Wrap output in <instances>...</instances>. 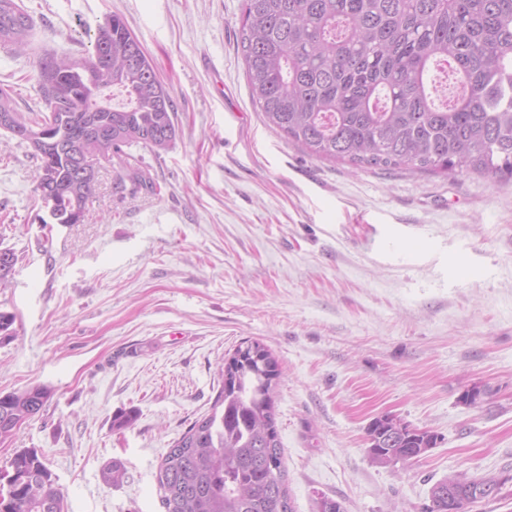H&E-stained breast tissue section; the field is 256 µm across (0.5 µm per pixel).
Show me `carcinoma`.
Instances as JSON below:
<instances>
[{
  "instance_id": "carcinoma-1",
  "label": "carcinoma",
  "mask_w": 512,
  "mask_h": 512,
  "mask_svg": "<svg viewBox=\"0 0 512 512\" xmlns=\"http://www.w3.org/2000/svg\"><path fill=\"white\" fill-rule=\"evenodd\" d=\"M32 18L0 0V48L21 51ZM87 57L35 61L44 109L18 112L0 87V118L36 160L34 194L54 199V224H81L97 182L79 161L112 164L113 190L161 193L122 147L165 149L175 107L141 42L114 15L89 37ZM240 45L252 100L267 121L312 156L357 167L512 175V0H243ZM444 68L464 91L437 103L431 73ZM71 97L58 105L56 91ZM118 86L126 100L110 103ZM18 256L0 249V283ZM210 411L173 441L156 480L164 512H294L277 429L275 386L245 353L221 365ZM42 385L0 393V442L40 413ZM372 458L411 462L436 445L389 416L368 427ZM0 512H65L56 477L35 448L0 469ZM424 512H448V479L430 489Z\"/></svg>"
}]
</instances>
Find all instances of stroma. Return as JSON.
I'll list each match as a JSON object with an SVG mask.
<instances>
[{
	"instance_id": "obj_1",
	"label": "stroma",
	"mask_w": 512,
	"mask_h": 512,
	"mask_svg": "<svg viewBox=\"0 0 512 512\" xmlns=\"http://www.w3.org/2000/svg\"><path fill=\"white\" fill-rule=\"evenodd\" d=\"M24 51L0 85L41 106L33 62L85 56L87 29L121 16L175 104L165 150L128 154L162 187L118 195L101 167L80 224L44 223L36 162L0 130V392L52 396L0 467L34 448L66 512H162L172 442L204 415L246 341L280 363L276 420L295 512H423L446 476L507 477L470 512H512V179L356 168L316 159L266 125L238 46L242 0H20ZM480 386L481 403L459 396ZM133 425L112 430L117 413ZM388 415L438 437L411 465L379 464ZM120 461L126 475L100 474Z\"/></svg>"
}]
</instances>
